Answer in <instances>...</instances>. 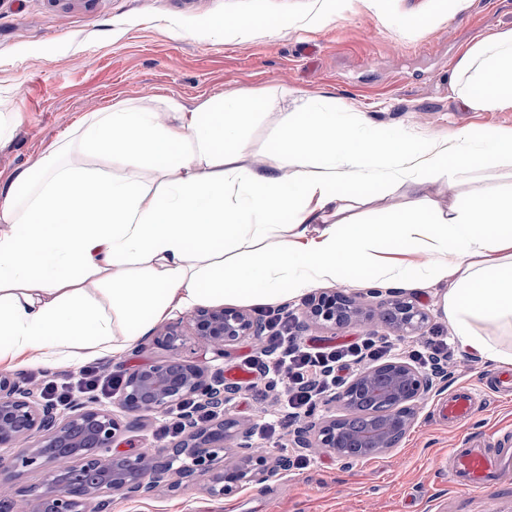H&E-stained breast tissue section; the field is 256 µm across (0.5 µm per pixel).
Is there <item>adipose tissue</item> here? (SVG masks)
<instances>
[{"label":"adipose tissue","mask_w":512,"mask_h":512,"mask_svg":"<svg viewBox=\"0 0 512 512\" xmlns=\"http://www.w3.org/2000/svg\"><path fill=\"white\" fill-rule=\"evenodd\" d=\"M450 85L473 111L512 109V29L470 47ZM275 104L262 92L192 109L167 97L122 101L81 116L0 182V365L113 358L203 302L276 307L321 283L365 281L445 284L460 347L511 367L512 342L475 325L512 332V191L454 196L444 209L417 194L451 186L462 169L512 162V129L417 142L299 97L261 164L244 163V127ZM382 187L414 198L387 224L350 219Z\"/></svg>","instance_id":"1"}]
</instances>
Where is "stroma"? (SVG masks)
Segmentation results:
<instances>
[{
  "label": "stroma",
  "instance_id": "35a3bbf8",
  "mask_svg": "<svg viewBox=\"0 0 512 512\" xmlns=\"http://www.w3.org/2000/svg\"><path fill=\"white\" fill-rule=\"evenodd\" d=\"M325 7L324 0H0V110L19 113L14 139L0 147V177L28 167L46 153L83 114L109 104L160 95L194 107L208 99L263 90L277 96L274 113L244 129L251 153L267 149L278 115L292 99L320 98L364 113L379 127L423 140L468 128H512V110L474 112L449 89L452 68L478 40L512 29V0H470L461 13L446 14L441 0H354L350 9L328 13L305 31L301 19ZM218 15L257 16L263 28L216 33ZM512 190V166L475 167L454 189L432 187L430 197L447 205L461 196ZM404 200L383 189L353 216L385 224ZM305 342L340 345L361 328H332L303 321V298L288 303ZM257 349L245 338L223 355L202 352L186 339L180 356L212 371L240 364ZM449 387L481 391L473 418L451 427L432 414L439 393L420 405L397 448L345 461L327 453L307 469L276 473L224 498L211 497L208 476L177 482L160 476L153 496L105 497V512H512V474L486 492L458 493L448 479L449 449L464 447L474 434L512 428V396L486 388L493 364L464 351L448 363ZM275 397L244 386L228 410L247 428L278 413ZM121 449L164 446L158 416H122Z\"/></svg>",
  "mask_w": 512,
  "mask_h": 512
}]
</instances>
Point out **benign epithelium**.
<instances>
[{
    "label": "benign epithelium",
    "instance_id": "benign-epithelium-1",
    "mask_svg": "<svg viewBox=\"0 0 512 512\" xmlns=\"http://www.w3.org/2000/svg\"><path fill=\"white\" fill-rule=\"evenodd\" d=\"M306 319L334 328L359 326L371 329L376 322L396 335L421 336L428 313L412 295L399 294L375 306L356 295L321 292L305 303ZM266 321L242 308L220 306L197 309L188 319L171 322L151 343L174 350L192 337L217 354L242 339L265 345ZM438 373L394 357L370 364L345 382L338 394L322 397L317 406L328 414L299 427L297 448H317L347 459L349 448L380 454L398 446L412 425L419 404L432 391ZM236 388L201 364L178 358L136 366L126 375L119 400L123 412L163 413L189 400L215 411L206 425L185 417L180 439L150 451L116 450L122 432L118 415L94 406L96 399L71 406L61 417L53 404L9 375H0V447L12 448L9 466L16 469L46 465L50 478L41 491L0 497V512H104V493L147 496L156 488V476L175 471L180 479L211 474L207 492L224 497L269 479L289 467V458L270 461L251 429L221 416ZM231 444L237 461L219 467L224 447Z\"/></svg>",
    "mask_w": 512,
    "mask_h": 512
}]
</instances>
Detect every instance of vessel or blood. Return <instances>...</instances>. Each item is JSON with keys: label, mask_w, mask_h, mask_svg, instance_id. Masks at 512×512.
<instances>
[{"label": "vessel or blood", "mask_w": 512, "mask_h": 512, "mask_svg": "<svg viewBox=\"0 0 512 512\" xmlns=\"http://www.w3.org/2000/svg\"><path fill=\"white\" fill-rule=\"evenodd\" d=\"M480 403L477 392L462 386L436 405V411L449 425L467 420ZM512 473V430L479 434L466 447L448 451V478L463 492L488 489Z\"/></svg>", "instance_id": "vessel-or-blood-1"}]
</instances>
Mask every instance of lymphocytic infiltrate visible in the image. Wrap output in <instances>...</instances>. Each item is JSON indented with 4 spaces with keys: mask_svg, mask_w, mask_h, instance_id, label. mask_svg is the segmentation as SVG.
<instances>
[{
    "mask_svg": "<svg viewBox=\"0 0 512 512\" xmlns=\"http://www.w3.org/2000/svg\"><path fill=\"white\" fill-rule=\"evenodd\" d=\"M293 320L288 311L270 315L266 350L245 363L246 371L257 376L258 395L273 394L282 401L278 419L263 426L264 432L271 434L285 424L300 421L320 397L336 393L346 371L362 361L381 360L393 352L390 341L373 337L333 347L307 344L294 335ZM122 385L121 377L103 374L94 365L62 378L46 373L41 376L42 394L64 407L81 396L115 395Z\"/></svg>",
    "mask_w": 512,
    "mask_h": 512,
    "instance_id": "f902f5d3",
    "label": "lymphocytic infiltrate"
}]
</instances>
